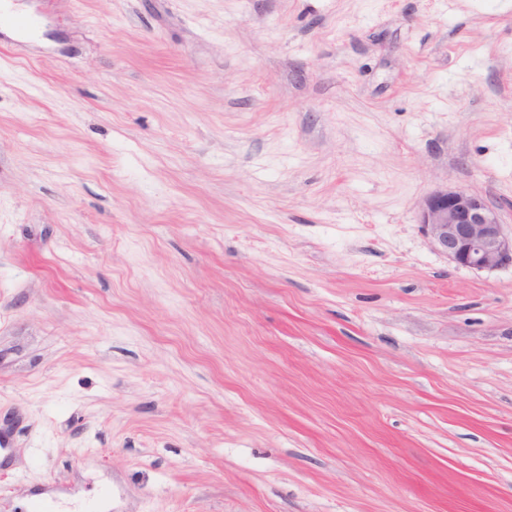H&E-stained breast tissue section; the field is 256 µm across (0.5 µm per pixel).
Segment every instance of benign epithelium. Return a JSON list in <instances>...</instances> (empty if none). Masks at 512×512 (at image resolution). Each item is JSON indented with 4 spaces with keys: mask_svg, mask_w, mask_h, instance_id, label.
Instances as JSON below:
<instances>
[{
    "mask_svg": "<svg viewBox=\"0 0 512 512\" xmlns=\"http://www.w3.org/2000/svg\"><path fill=\"white\" fill-rule=\"evenodd\" d=\"M502 206L460 187L441 186L418 206L428 244L448 261L478 272L512 267V234L504 232Z\"/></svg>",
    "mask_w": 512,
    "mask_h": 512,
    "instance_id": "7a95c632",
    "label": "benign epithelium"
}]
</instances>
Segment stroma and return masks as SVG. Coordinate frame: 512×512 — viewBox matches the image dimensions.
Returning a JSON list of instances; mask_svg holds the SVG:
<instances>
[{
	"mask_svg": "<svg viewBox=\"0 0 512 512\" xmlns=\"http://www.w3.org/2000/svg\"><path fill=\"white\" fill-rule=\"evenodd\" d=\"M0 512H512V0H19ZM502 206L480 195L441 186L418 206L428 244L456 266L478 272L512 267V233L504 232Z\"/></svg>",
	"mask_w": 512,
	"mask_h": 512,
	"instance_id": "obj_1",
	"label": "stroma"
}]
</instances>
